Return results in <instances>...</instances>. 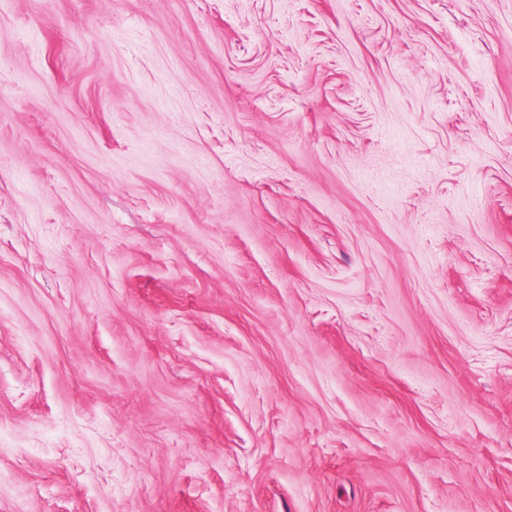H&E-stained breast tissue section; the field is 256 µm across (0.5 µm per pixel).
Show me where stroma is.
<instances>
[{
  "label": "stroma",
  "instance_id": "stroma-1",
  "mask_svg": "<svg viewBox=\"0 0 512 512\" xmlns=\"http://www.w3.org/2000/svg\"><path fill=\"white\" fill-rule=\"evenodd\" d=\"M0 512H512V0H0Z\"/></svg>",
  "mask_w": 512,
  "mask_h": 512
}]
</instances>
